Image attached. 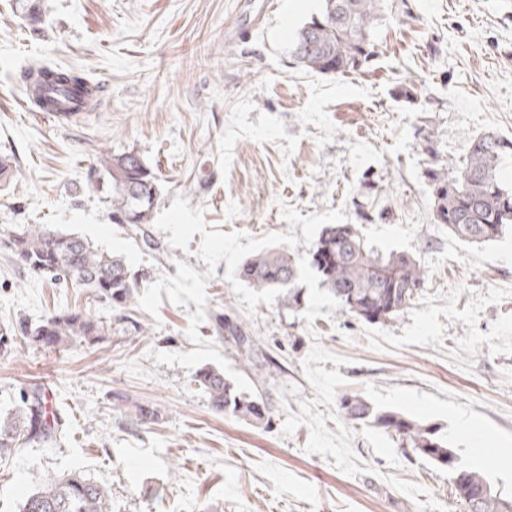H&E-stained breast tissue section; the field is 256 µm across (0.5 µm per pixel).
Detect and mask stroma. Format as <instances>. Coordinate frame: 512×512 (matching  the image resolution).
<instances>
[{"label": "stroma", "instance_id": "1", "mask_svg": "<svg viewBox=\"0 0 512 512\" xmlns=\"http://www.w3.org/2000/svg\"><path fill=\"white\" fill-rule=\"evenodd\" d=\"M39 3L32 26L15 0H0V154L14 162L0 235L55 225L125 256L142 290L180 261L205 273L201 234L182 250L156 228L151 249L113 223L97 158L134 150L160 177L158 209L180 195L220 231L255 238L289 232L283 205L304 216L340 209L368 247L413 257L426 278L396 318L368 323L342 312L308 269L300 309L278 299L252 318L219 262L198 332L242 374L214 318L258 336L271 420L255 427L213 410L194 371L149 356L193 350L195 303L163 302L155 317L113 308L0 253V323L80 307L108 325L93 347L0 355V411L20 387L45 384L70 436L0 461V512L72 471L108 488L112 512H464L448 469L346 420L347 395L437 426L459 465L512 494V232L480 245L435 223L415 136L432 126L451 167L478 133L512 139V0H387L376 56L343 76L290 57L320 0ZM37 61L97 83L92 111L64 123L25 111L22 74ZM407 83L416 104L393 96ZM136 402L159 420L140 424Z\"/></svg>", "mask_w": 512, "mask_h": 512}]
</instances>
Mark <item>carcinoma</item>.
<instances>
[{"label":"carcinoma","instance_id":"obj_1","mask_svg":"<svg viewBox=\"0 0 512 512\" xmlns=\"http://www.w3.org/2000/svg\"><path fill=\"white\" fill-rule=\"evenodd\" d=\"M384 0H321L319 13L298 31L294 61L320 74L345 75L368 64L376 54L375 28L383 19ZM37 109L69 119L89 111L96 87L75 69L35 62L24 75ZM423 159L422 177L433 205L434 221L445 224L455 237L476 244L490 243L512 228V187L502 178L503 164L512 157V139L493 131L475 135L464 159L453 169L440 163V140L433 128L417 130ZM102 182L97 190L112 206L115 224L150 244L144 226L161 194L154 171L132 150L99 157ZM14 262L37 275L51 274L71 284L92 289L109 306L130 304L134 283L125 257L99 250L87 239L64 234L50 224H29L0 239ZM310 264L321 284L347 314L367 322L385 323L413 301L424 282V271L407 254L382 255L368 247L353 224H328L307 249L275 248L245 261L239 278L257 290L283 289L288 307L301 306L295 290L305 264ZM217 329L245 359L256 377L266 371L254 362L256 338L239 322L215 316ZM106 324L80 309L57 311L38 324L24 322L15 328L0 327V354L21 347L56 351L76 339L91 345L102 340ZM196 382L209 395L212 407L253 424H268V402L258 393L242 392L224 378V372L204 367ZM344 417L370 423L412 448L432 464L453 470L454 496L467 503L470 490L495 485L485 474L456 466L457 454L438 427L396 411L374 408L359 396L342 401ZM68 440L50 396L39 385L21 389L20 401L0 412V459L28 445L61 446ZM18 512H112L108 490L80 472L49 476L27 493ZM480 512H512V496L499 493L480 507Z\"/></svg>","mask_w":512,"mask_h":512}]
</instances>
